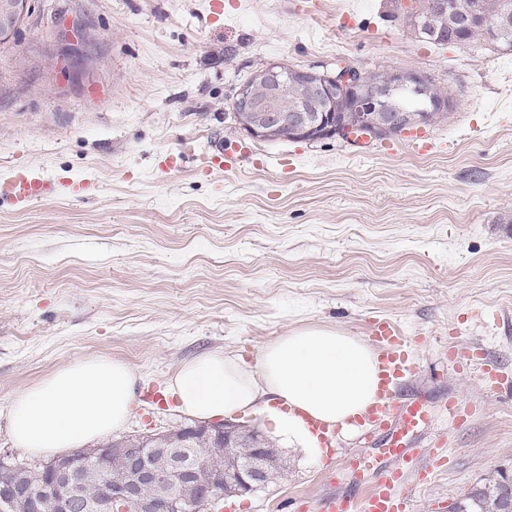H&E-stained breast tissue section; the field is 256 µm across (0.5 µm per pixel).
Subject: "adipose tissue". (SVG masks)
Here are the masks:
<instances>
[{"label": "adipose tissue", "mask_w": 512, "mask_h": 512, "mask_svg": "<svg viewBox=\"0 0 512 512\" xmlns=\"http://www.w3.org/2000/svg\"><path fill=\"white\" fill-rule=\"evenodd\" d=\"M377 360L362 339L320 328L294 330L266 343L256 365L212 351L185 361L170 383L181 410L207 422L249 410L270 395L284 403L276 424L306 431V418L353 431L352 420L378 389ZM135 374L123 362L91 357L68 363L10 403L15 445L51 457L122 430L134 402Z\"/></svg>", "instance_id": "1"}]
</instances>
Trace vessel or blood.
<instances>
[{"label": "vessel or blood", "mask_w": 512, "mask_h": 512, "mask_svg": "<svg viewBox=\"0 0 512 512\" xmlns=\"http://www.w3.org/2000/svg\"><path fill=\"white\" fill-rule=\"evenodd\" d=\"M58 190L55 181L20 173L0 186V195L23 209L52 198ZM371 335L378 350L379 387L373 402L356 421L374 425L378 433L385 435L388 446L384 454L392 459L393 465L376 468L365 458H347V472L365 481V490L357 496L329 495L320 501L317 512H409V501L402 491L406 480L413 477L418 482H428L434 468L446 462L445 455L438 453L431 464H422L413 446L414 437L429 424L432 406L420 397L397 396L401 382L416 370L412 338L388 320L374 322Z\"/></svg>", "instance_id": "1"}]
</instances>
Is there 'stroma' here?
<instances>
[{
    "instance_id": "1",
    "label": "stroma",
    "mask_w": 512,
    "mask_h": 512,
    "mask_svg": "<svg viewBox=\"0 0 512 512\" xmlns=\"http://www.w3.org/2000/svg\"><path fill=\"white\" fill-rule=\"evenodd\" d=\"M34 0L0 46V182L27 170L90 191L16 210L0 198V456L31 457L9 433L12 396L60 366L108 356L137 386H167L210 351L255 364L262 345L317 327L369 338L375 320L414 340L406 389L433 418L409 480L410 512H448L495 470L512 471V385L488 393L481 368L512 378V51L436 45L392 19L391 0ZM81 24L74 79L65 34ZM404 69L456 100L405 138L354 145L254 140L230 121L237 88L262 65ZM248 150L210 171L211 139ZM482 355L456 370L449 343ZM471 406L457 420L448 396ZM187 421L178 403H134L125 435ZM290 461L285 478L231 498L232 512H298L350 488L341 461L388 465L381 437H338L337 461L276 432L264 406L242 418Z\"/></svg>"
}]
</instances>
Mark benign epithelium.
Segmentation results:
<instances>
[{"label":"benign epithelium","instance_id":"7a95c632","mask_svg":"<svg viewBox=\"0 0 512 512\" xmlns=\"http://www.w3.org/2000/svg\"><path fill=\"white\" fill-rule=\"evenodd\" d=\"M25 0H0V39L8 37L14 28L27 18ZM479 22L491 28L496 26L483 13L477 12L474 3L457 4L450 13L448 26L463 31ZM294 83L300 93L316 108L314 112L279 108L281 89ZM427 83L424 74L395 69L381 82H374L368 71L348 65H338L334 70L288 67L270 62L253 75L250 82L238 87L232 103L234 128L253 138L275 141L290 137L297 141H318L336 138L345 140L361 133L373 140L396 139L414 129L435 121L448 119L456 101L448 96L428 103H416L414 113L389 111V95L413 91ZM182 436H173L164 464H155L143 458L141 449L131 444L104 445L95 449L82 464H90L98 472L99 481H105L113 469L127 473L123 481L112 483L99 498L90 502L92 512H131L144 504H151V512H181L188 500L182 487L194 485L200 473L209 475L199 485L200 503L214 505L221 500L242 496L255 491L270 479L272 449L265 447L262 433L241 425L224 421L211 425H184ZM255 435L251 447L245 449L248 461L234 469H213L206 457L197 451H187L194 442L203 440L215 446L234 450L247 441L246 433ZM52 472L41 484L48 498L55 500L57 512H72L79 500L77 483L59 480L79 468L72 456H65L49 464ZM23 468L0 461V503L20 506L28 512H41V499L36 491L23 481Z\"/></svg>","mask_w":512,"mask_h":512}]
</instances>
